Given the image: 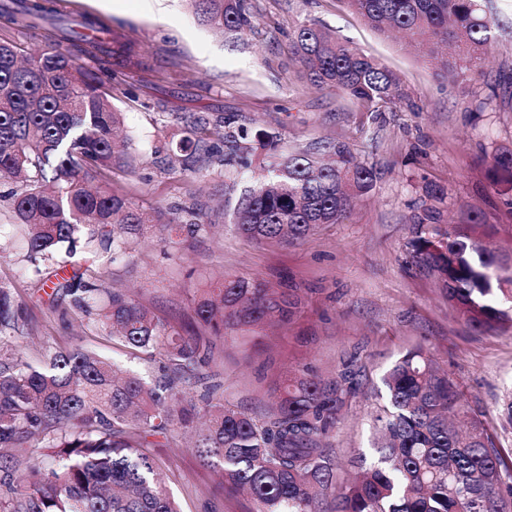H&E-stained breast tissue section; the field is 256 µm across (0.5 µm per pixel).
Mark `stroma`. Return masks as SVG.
Listing matches in <instances>:
<instances>
[{
	"mask_svg": "<svg viewBox=\"0 0 512 512\" xmlns=\"http://www.w3.org/2000/svg\"><path fill=\"white\" fill-rule=\"evenodd\" d=\"M255 26L238 40L200 25L185 0H62L72 18L95 17L132 41L142 68L107 65L83 46L76 57L103 81L143 156L136 173L116 169L112 188L133 196L149 213L172 215L191 204L208 214L206 230L166 244L143 239L135 252L108 263L101 285L120 289L172 325L199 332L192 300L210 279L262 278L298 297L290 320L230 332L215 342V360L183 383L194 399L210 392L262 421L285 374L329 381L354 363L360 388L330 434L337 483L347 482L358 457L374 460V418L383 402L386 370L407 350L425 345L461 390L469 413L481 418L504 449V402L512 396V329H471L434 277L408 268L412 218L424 187L444 186L443 224L484 219L476 233L512 267V207L487 177L495 150H512V0H498V41L475 84L487 107L462 100L463 86L440 77L437 63L418 57L401 36L372 30L345 0H249ZM317 21L398 73L407 103L381 112L356 111L334 90L310 85L293 54V34ZM196 112L266 131L276 148L260 147L254 169L281 163L288 153L323 156L329 142L347 143L378 178L341 223L321 225L304 241L257 242L237 233L233 208L240 174L219 161L200 172L167 165V144L185 135ZM20 236L0 238V282L11 283L24 325L14 353L37 360L42 345H81L112 358L124 371L153 381L159 361L108 337L78 312L71 297L37 284L23 259ZM165 487L181 512H256L247 495L224 486L190 446V437L157 450Z\"/></svg>",
	"mask_w": 512,
	"mask_h": 512,
	"instance_id": "1",
	"label": "stroma"
}]
</instances>
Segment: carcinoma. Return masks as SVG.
<instances>
[{"label":"carcinoma","instance_id":"carcinoma-1","mask_svg":"<svg viewBox=\"0 0 512 512\" xmlns=\"http://www.w3.org/2000/svg\"><path fill=\"white\" fill-rule=\"evenodd\" d=\"M198 20L232 36L253 27L248 0H186ZM375 31L407 34L423 57L442 44L455 46L443 63L456 79L477 67L496 35L485 0H346ZM48 17L59 22V40L36 57L21 59L17 46L0 42V180L19 183L11 209L27 242V261L42 268L67 267L77 249L106 263L131 253L147 233L170 242L206 227V213L188 211L155 224L127 195L89 183L114 168H136L133 140L118 146L114 131L123 112L100 91L99 77L76 62L79 44L62 16L39 0H19L10 14L23 30ZM103 52L117 66L133 56L113 33ZM297 62L309 81L344 93L360 112H377L409 100L400 76L323 25L305 22L293 41ZM189 136L168 155L171 167L207 164L221 147L243 167L255 147L273 146L267 133L244 126L217 135L205 113L186 118ZM334 160L315 161L306 152L288 155L241 190L236 230L254 240L294 243L320 224L337 223L354 198L368 194L375 167L358 163L344 142L325 145ZM492 180L512 183V150H496ZM408 242L409 263L433 275L448 301L478 330L512 328V275L502 276L495 252L474 235L482 214L471 210L462 225L441 231L435 203L447 198L438 184L425 185ZM103 267H87L54 292L73 297L85 316L127 346L163 361V380L149 384L120 377L106 357L80 346L46 344L33 366L0 354V449L50 448L54 466L42 471L16 454L0 452L7 496L0 512H180L158 478L157 458L147 437L169 440L206 416L209 425L195 449L222 470L224 483L247 490L257 512H512V465L483 423L466 415L457 384L441 373L426 347L404 353L386 372L387 404L376 416L377 459L345 486L336 488L329 435L353 388L343 371L328 382L290 376L269 419L260 422L223 402L198 405L177 389L215 360L213 338L272 316L286 322L299 300L257 278L204 288L192 312L211 335L185 336L152 316L124 293L100 287ZM20 331L13 288L0 282V350Z\"/></svg>","mask_w":512,"mask_h":512}]
</instances>
